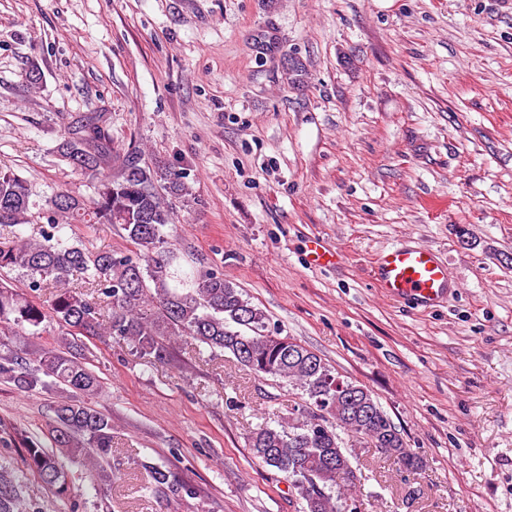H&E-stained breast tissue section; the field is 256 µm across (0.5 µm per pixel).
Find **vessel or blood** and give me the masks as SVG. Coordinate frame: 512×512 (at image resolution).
Instances as JSON below:
<instances>
[{"label":"vessel or blood","instance_id":"obj_1","mask_svg":"<svg viewBox=\"0 0 512 512\" xmlns=\"http://www.w3.org/2000/svg\"><path fill=\"white\" fill-rule=\"evenodd\" d=\"M374 277L382 291L395 299L410 298L420 306H433L450 285L447 265L430 249L393 246L376 261Z\"/></svg>","mask_w":512,"mask_h":512}]
</instances>
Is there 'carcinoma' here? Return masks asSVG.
Listing matches in <instances>:
<instances>
[{
  "instance_id": "1",
  "label": "carcinoma",
  "mask_w": 512,
  "mask_h": 512,
  "mask_svg": "<svg viewBox=\"0 0 512 512\" xmlns=\"http://www.w3.org/2000/svg\"><path fill=\"white\" fill-rule=\"evenodd\" d=\"M64 161L94 181L89 203L68 192L45 197L46 223H33L27 179L0 168V271L18 270L26 289L0 282V333L39 336L57 328L56 345L0 356V381L26 391L40 385L59 394L48 434L23 436L28 471L60 500L76 503L78 491L60 457H80L90 483L112 488V418L90 400L100 377L87 366L85 347L74 336L128 344L142 358L165 362L173 345L193 339L231 353L260 377L270 376L301 392L309 405L274 426L260 425L248 437L252 458L281 472L304 512H352L362 506L350 445L377 448L407 472L423 467L402 433L371 392L341 378L322 358L288 336L268 330L262 310L219 271L183 272L176 265L167 229L175 223L174 201L189 195L185 174L166 173L126 153L117 175L100 168L112 161V139L95 117L67 127ZM66 224H112L125 232L133 253L91 250L62 234ZM78 283L70 285V278ZM49 292L48 300L41 299ZM150 488L180 499L197 496L169 463L145 461ZM0 512H27L20 486L0 479Z\"/></svg>"
}]
</instances>
